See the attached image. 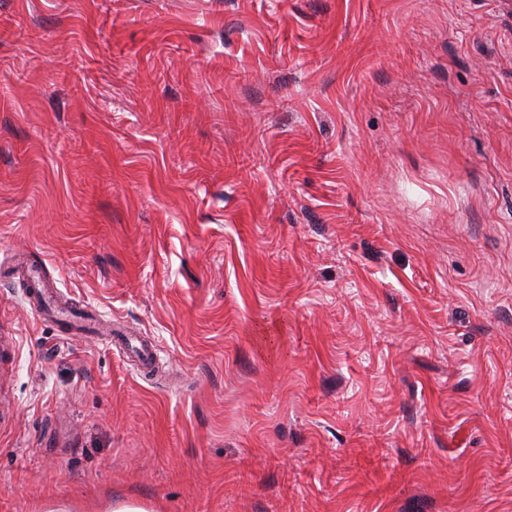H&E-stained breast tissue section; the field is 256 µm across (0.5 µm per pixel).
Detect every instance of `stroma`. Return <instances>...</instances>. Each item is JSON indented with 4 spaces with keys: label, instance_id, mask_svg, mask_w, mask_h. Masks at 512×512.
<instances>
[{
    "label": "stroma",
    "instance_id": "stroma-1",
    "mask_svg": "<svg viewBox=\"0 0 512 512\" xmlns=\"http://www.w3.org/2000/svg\"><path fill=\"white\" fill-rule=\"evenodd\" d=\"M124 499L512 512V0H0V512Z\"/></svg>",
    "mask_w": 512,
    "mask_h": 512
}]
</instances>
